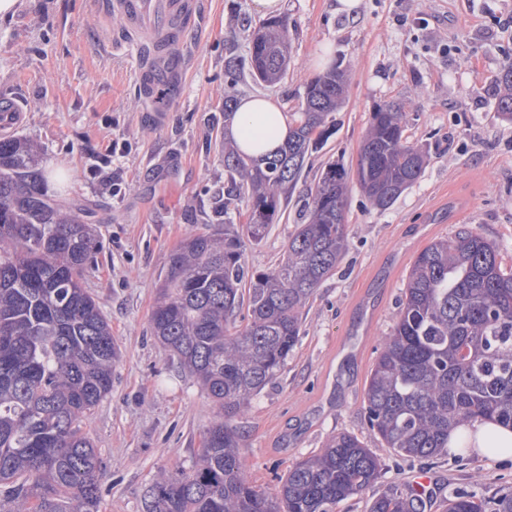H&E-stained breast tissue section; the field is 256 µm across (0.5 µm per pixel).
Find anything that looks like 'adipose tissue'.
Returning <instances> with one entry per match:
<instances>
[{
    "instance_id": "ef3b65f1",
    "label": "adipose tissue",
    "mask_w": 512,
    "mask_h": 512,
    "mask_svg": "<svg viewBox=\"0 0 512 512\" xmlns=\"http://www.w3.org/2000/svg\"><path fill=\"white\" fill-rule=\"evenodd\" d=\"M232 134L240 152L256 156L275 151L288 136V118L278 100L249 95L238 100ZM474 451L490 459L512 458V428L477 421L467 428Z\"/></svg>"
}]
</instances>
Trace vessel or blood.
I'll use <instances>...</instances> for the list:
<instances>
[{
  "instance_id": "obj_1",
  "label": "vessel or blood",
  "mask_w": 512,
  "mask_h": 512,
  "mask_svg": "<svg viewBox=\"0 0 512 512\" xmlns=\"http://www.w3.org/2000/svg\"><path fill=\"white\" fill-rule=\"evenodd\" d=\"M105 22L93 46L134 48L143 106L167 122L180 97L189 47L204 21L205 0H90Z\"/></svg>"
}]
</instances>
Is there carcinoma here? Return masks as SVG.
Instances as JSON below:
<instances>
[{
  "label": "carcinoma",
  "mask_w": 512,
  "mask_h": 512,
  "mask_svg": "<svg viewBox=\"0 0 512 512\" xmlns=\"http://www.w3.org/2000/svg\"><path fill=\"white\" fill-rule=\"evenodd\" d=\"M286 42V17L253 33V81L282 77ZM498 80L509 92L497 111L512 121V61ZM346 82V71L335 69L306 84L277 152L250 159L224 150V229L194 233L170 255L150 331L219 412L196 464L156 479L145 512H334L379 478L380 459L341 433L265 491L245 477L233 425L283 368L300 336L301 308L341 259L350 181L385 210L423 172L426 153L404 135L403 106L377 108L355 167L324 166L277 265L248 270L247 247L266 236L307 157L336 128ZM38 153L25 138L0 139V507L99 512L106 465L83 425L112 392L117 352L84 287L98 240L82 204L45 193ZM241 208L249 220L237 225L231 211ZM365 401L370 430L411 458L448 453L450 434L474 419L512 427V268L502 267L493 242L462 228L416 256ZM370 512L413 510L389 488ZM444 512H512V487L456 490Z\"/></svg>",
  "instance_id": "cac0c4a2"
}]
</instances>
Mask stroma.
Here are the masks:
<instances>
[{
  "label": "stroma",
  "mask_w": 512,
  "mask_h": 512,
  "mask_svg": "<svg viewBox=\"0 0 512 512\" xmlns=\"http://www.w3.org/2000/svg\"><path fill=\"white\" fill-rule=\"evenodd\" d=\"M282 14L292 61L283 79L267 86L250 77V35L261 21L252 0H207L182 97L164 125L143 109L134 53L91 50L102 22L88 0H20L0 19V99L20 95L28 104L15 133L42 145L49 196L91 207L100 242L87 286L117 349L112 392L84 426L106 463L100 512H143L147 487L192 467L217 416L196 379L151 336L149 318L171 252L190 232L211 229L224 198V99L267 94L295 111L326 49L350 74L339 124L308 158L280 221L248 249L247 267L278 263L325 163L355 164L379 106L404 103L405 134L427 150L428 161L388 209L371 208L352 187L340 263L302 308L301 336L284 367L234 421L245 474L276 490L297 462L350 433L381 459L383 471L335 512H369L391 487L410 493L420 470L432 471L435 485L414 499L416 512H442L460 488L512 484V460L453 449L432 460L401 456L385 448L364 416L377 348L398 320L417 253L464 226L492 241L512 267V122L496 109L497 76L512 58V0H360L351 16L337 13L336 0H285ZM230 68L238 74L233 85ZM116 140L127 141L129 151L112 155ZM452 198L464 203L453 220Z\"/></svg>",
  "instance_id": "1"
}]
</instances>
